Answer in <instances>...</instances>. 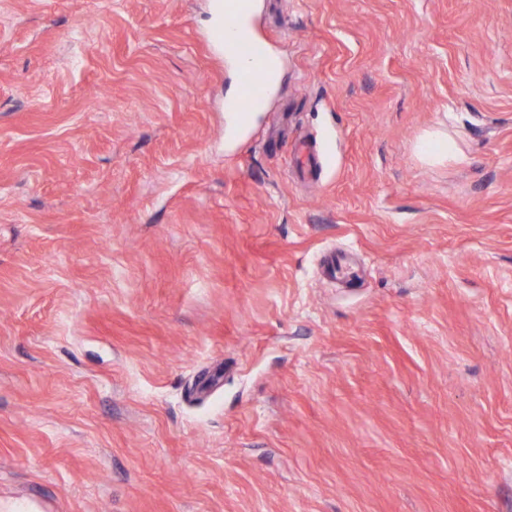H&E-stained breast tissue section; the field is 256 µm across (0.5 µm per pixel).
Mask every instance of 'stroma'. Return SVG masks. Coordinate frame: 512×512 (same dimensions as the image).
<instances>
[{
    "instance_id": "obj_1",
    "label": "stroma",
    "mask_w": 512,
    "mask_h": 512,
    "mask_svg": "<svg viewBox=\"0 0 512 512\" xmlns=\"http://www.w3.org/2000/svg\"><path fill=\"white\" fill-rule=\"evenodd\" d=\"M250 26L232 141L214 0H0V503L512 512V0ZM218 12V37L217 44L219 47L227 52L228 56L236 61L238 59L249 60L250 66L242 69L243 72V95L239 102L234 107L233 111L238 112V116L244 121L249 112L250 107L263 100L269 93L270 87L265 77V72L262 66V60L265 54L264 46L252 39L237 38L234 41L232 50L229 51L224 45V30L231 27L241 19L248 17L252 13L253 1L252 0H226L217 1ZM234 112L229 113L231 115ZM419 151L424 159L432 163L448 162V154L456 160L462 158L448 142L447 132L441 131H427L419 142Z\"/></svg>"
}]
</instances>
